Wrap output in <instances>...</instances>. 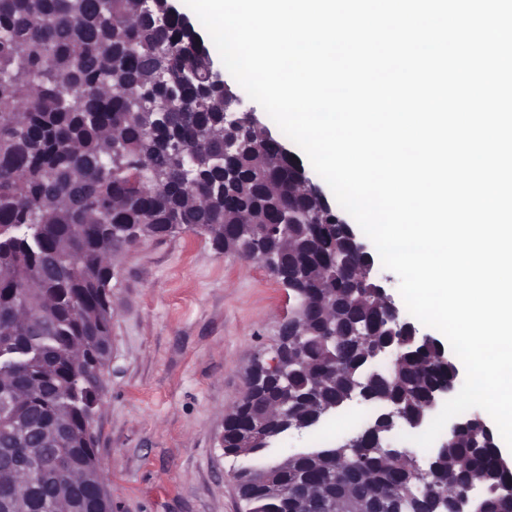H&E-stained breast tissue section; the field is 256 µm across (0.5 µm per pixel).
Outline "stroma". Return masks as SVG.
Segmentation results:
<instances>
[{
    "mask_svg": "<svg viewBox=\"0 0 512 512\" xmlns=\"http://www.w3.org/2000/svg\"><path fill=\"white\" fill-rule=\"evenodd\" d=\"M112 356L94 417L114 512H242L224 416L274 347L288 290L259 262L186 231L113 263Z\"/></svg>",
    "mask_w": 512,
    "mask_h": 512,
    "instance_id": "1",
    "label": "stroma"
}]
</instances>
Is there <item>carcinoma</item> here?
Returning a JSON list of instances; mask_svg holds the SVG:
<instances>
[{
  "instance_id": "cac0c4a2",
  "label": "carcinoma",
  "mask_w": 512,
  "mask_h": 512,
  "mask_svg": "<svg viewBox=\"0 0 512 512\" xmlns=\"http://www.w3.org/2000/svg\"><path fill=\"white\" fill-rule=\"evenodd\" d=\"M170 0H154L157 23L135 13L134 0H0V512H112L97 463L89 420L102 403L111 359L110 300L114 254L137 238H164L207 225L212 247L237 221L268 224L287 208L285 261L299 294L313 306L329 299L336 312V345L324 341L319 314L304 322L302 361L289 393L298 417L338 401L357 383L370 404H397L410 417L426 412L433 392L458 374L432 337L391 333L368 289L350 295L362 261L335 271L334 252L350 237L332 220L338 208L290 193L307 175L298 155L267 170L258 167L249 132L224 131V86L215 79L211 49L188 17L170 14ZM191 69L197 80L186 84ZM238 150L224 157V136ZM214 160L186 177L173 144ZM236 173L224 184V169ZM321 213L323 223L307 217ZM354 321L359 341L344 337ZM389 344L401 356L386 370L372 354ZM343 365L336 380L316 384L330 356ZM279 391L270 379L258 396L237 402L224 418V455L238 451L241 431L268 413L273 439ZM373 428L361 447L337 441L309 448L258 469L237 472L239 496L254 512H301L298 489L336 502V488L358 472L386 512H431L433 498L413 496L412 465L393 459ZM51 461L26 465L32 454ZM273 475L272 489L266 476ZM487 493L479 512H512L495 490L512 482L501 464L499 439L475 416L436 462L430 491L453 500L470 480Z\"/></svg>"
}]
</instances>
